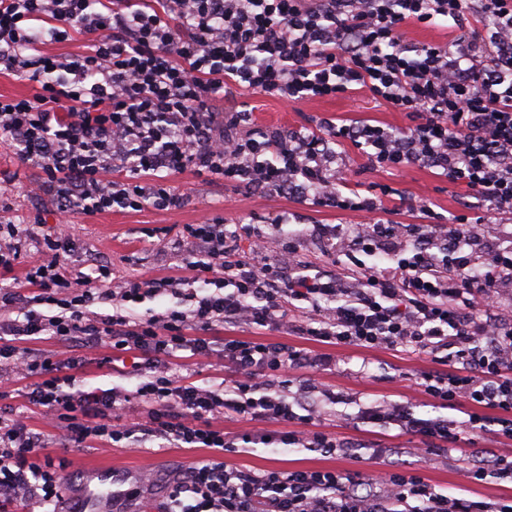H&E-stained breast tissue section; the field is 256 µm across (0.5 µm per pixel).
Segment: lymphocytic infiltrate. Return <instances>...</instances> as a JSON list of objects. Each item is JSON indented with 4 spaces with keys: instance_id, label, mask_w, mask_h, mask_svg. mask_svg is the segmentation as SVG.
I'll return each mask as SVG.
<instances>
[{
    "instance_id": "lymphocytic-infiltrate-1",
    "label": "lymphocytic infiltrate",
    "mask_w": 512,
    "mask_h": 512,
    "mask_svg": "<svg viewBox=\"0 0 512 512\" xmlns=\"http://www.w3.org/2000/svg\"><path fill=\"white\" fill-rule=\"evenodd\" d=\"M448 24L447 44L415 43L411 27ZM82 36L80 54L49 44ZM0 64L36 83L28 97L0 95V137L39 169L36 192L64 214L114 206L175 210L171 183L185 170L313 204L364 211L373 219L332 229L358 256L335 272L289 252L264 257L268 234L252 225L195 224L201 249L184 275L114 282L109 266L75 271L62 229L31 233L42 258L0 291V396L31 380L27 397L67 447L204 448L208 458L170 472L157 512H512V498L482 502L436 490L421 471L384 477L338 469H269L226 464L240 444L273 440L346 455L325 427L335 387L295 384L301 369L333 363L327 350H412L435 370L415 383L438 407L464 399L465 425L417 417L411 406L363 408V425L420 437L421 461L463 435L512 438V321L499 294L512 287V231L484 247L465 215L431 223L413 245L403 225L380 219L381 197L347 194L337 146L360 150L371 170L413 166L465 186L487 213L512 215V0H0ZM291 101L367 91L406 113L409 126L365 121L282 132L249 126L244 111L218 112L225 87ZM129 170L112 178L113 161ZM181 302L139 315L138 299ZM108 304L101 316L93 305ZM247 325L307 336L308 346L210 337L213 326ZM78 342L57 360L44 338ZM111 353L98 357L101 343ZM223 361L212 387L173 372L182 352ZM94 364L138 381L77 387ZM240 424L229 437L225 422ZM285 425L280 437L257 422ZM20 415L0 416V512L29 502L78 512L62 466Z\"/></svg>"
}]
</instances>
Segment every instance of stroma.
I'll return each instance as SVG.
<instances>
[{"label":"stroma","mask_w":512,"mask_h":512,"mask_svg":"<svg viewBox=\"0 0 512 512\" xmlns=\"http://www.w3.org/2000/svg\"><path fill=\"white\" fill-rule=\"evenodd\" d=\"M217 111L237 108L254 112L257 124L267 129L291 130L301 127L318 128L322 121L342 123L345 120H371L386 128L407 127L405 113L372 100L368 95L327 97L310 101L288 102L282 99L255 95L245 89L232 88L216 100ZM347 177L363 195H372L374 187L391 188L384 204L397 213L403 224L424 223L423 215L409 211L408 199H428L441 219L466 213L484 215L485 209L465 188L452 185L444 178L421 167H412L392 175L366 169L357 149L347 146L341 153ZM38 176L35 167L20 162L12 142L0 139V201L10 207L9 215L18 224L42 222L48 225L66 223L75 239L76 248L68 257L70 266L89 272L91 265L103 263L112 269L119 281L150 272L159 277L174 275L176 256L188 255L191 239L187 228L204 221H223L226 224H254L263 232H271V222L286 216L285 229L289 240L280 241L275 255L287 259L288 244H296L301 252L320 269L332 271L336 265L325 253L322 230L337 224H361L365 213L340 211L312 205L298 198L277 196L253 187L238 186L217 176L197 175L187 170L173 178L183 193L181 208L161 211L150 207L141 210L116 208L107 213L61 216L54 201L45 195L34 196L28 191ZM336 364L318 372L319 381L344 393L342 403L329 406L328 412L337 423L338 436L360 446L357 456L336 457L295 445L272 444L228 455L234 465L251 469L337 468L345 471L364 470V456L369 449L382 447L391 454L385 470L413 468L417 459L411 453L418 447V437L397 435L395 429L376 428L369 433L359 430L356 416L361 407L380 402H400L412 405L423 418L436 416L431 400L414 384L415 377L433 370L434 362L424 354L406 351H367L335 348L331 351ZM512 455V440L495 443L479 440L466 450H449L435 457L425 468L427 479L440 491L457 494L466 487L468 495L477 500L492 501L512 496V483L499 482L492 477L464 482L460 472L478 452ZM201 451L184 448H62L55 447L53 459H66L68 480H85L90 469L106 467L123 477L138 478L150 472L161 478L168 470L199 460Z\"/></svg>","instance_id":"35a3bbf8"}]
</instances>
